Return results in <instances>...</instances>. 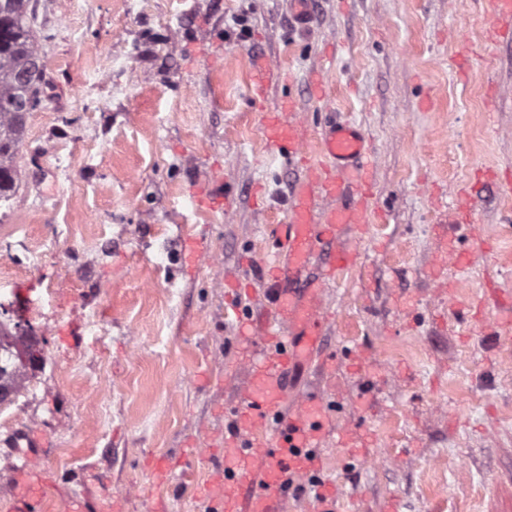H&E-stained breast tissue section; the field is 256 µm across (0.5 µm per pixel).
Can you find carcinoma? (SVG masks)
Segmentation results:
<instances>
[{"label": "carcinoma", "instance_id": "carcinoma-1", "mask_svg": "<svg viewBox=\"0 0 512 512\" xmlns=\"http://www.w3.org/2000/svg\"><path fill=\"white\" fill-rule=\"evenodd\" d=\"M29 3L30 0H0V203L10 199L19 179L15 158L22 143L23 124L14 112L19 95L16 75L38 56L30 30ZM26 336L18 328L6 331L0 321V371L9 372L15 390L25 379L15 354Z\"/></svg>", "mask_w": 512, "mask_h": 512}]
</instances>
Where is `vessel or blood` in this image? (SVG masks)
<instances>
[{"label":"vessel or blood","instance_id":"b4317fda","mask_svg":"<svg viewBox=\"0 0 512 512\" xmlns=\"http://www.w3.org/2000/svg\"><path fill=\"white\" fill-rule=\"evenodd\" d=\"M277 78L267 61H255L248 85L250 99L262 100ZM292 109L286 101L267 115L264 143L268 152L293 154L302 147L304 130L291 119ZM320 141L327 163L316 169L312 180L294 187L284 241L270 260L273 322L268 326L245 323V335L261 336L274 352L250 363L247 391L224 438V452L232 466L210 490L213 512H283L282 489L288 480L308 477L317 467L314 449L329 416L312 397L289 403L288 370L293 358L311 362L317 357L323 319L320 289L325 280L349 266L356 252L351 247L337 250L322 278L302 287L285 286L284 280L301 277L314 258L317 242L335 238L347 225L366 223L365 209L346 202L345 196L365 181L372 156L362 131L346 122L327 126ZM48 482L43 469L27 466L11 484L9 497L17 505L33 504Z\"/></svg>","mask_w":512,"mask_h":512}]
</instances>
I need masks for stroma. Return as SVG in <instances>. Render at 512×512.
<instances>
[{
  "mask_svg": "<svg viewBox=\"0 0 512 512\" xmlns=\"http://www.w3.org/2000/svg\"><path fill=\"white\" fill-rule=\"evenodd\" d=\"M45 80L20 180L0 205V309L30 327L35 382L0 405V512L21 466L29 512L108 495L124 512H211L241 396L244 317L268 318L259 263L306 169L266 152L263 112L355 124L375 151L357 259L322 294L335 375L290 368L334 430L319 453L339 512H512V40L489 0H32ZM284 76L247 96L253 55ZM229 205L206 203L212 186ZM474 250L450 260L446 237ZM207 252L188 265L186 241ZM373 450L349 457L336 432ZM173 465L167 481L156 460ZM48 474L38 466L29 465L19 471L15 481L8 490L10 500L15 504H22L24 507L14 509L19 512H27L26 505H32L38 501L43 488L48 484Z\"/></svg>",
  "mask_w": 512,
  "mask_h": 512,
  "instance_id": "35a3bbf8",
  "label": "stroma"
}]
</instances>
